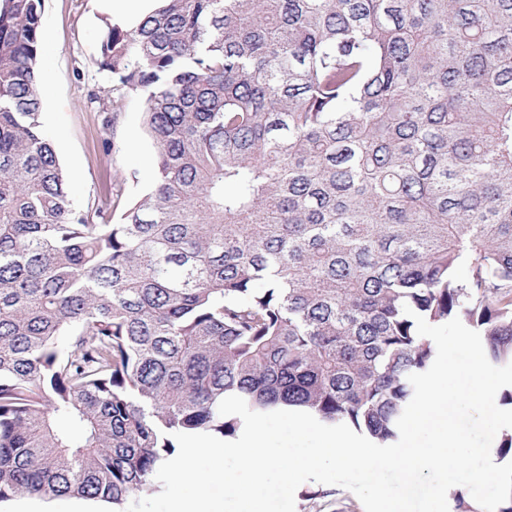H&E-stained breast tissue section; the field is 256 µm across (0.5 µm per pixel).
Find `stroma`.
Masks as SVG:
<instances>
[{
    "label": "stroma",
    "instance_id": "stroma-1",
    "mask_svg": "<svg viewBox=\"0 0 512 512\" xmlns=\"http://www.w3.org/2000/svg\"><path fill=\"white\" fill-rule=\"evenodd\" d=\"M106 15L103 0H45L39 69L50 81L42 91L43 130L65 169L71 198L81 207L111 206L112 184L136 200L155 179L154 147L143 124V105L129 100L113 128H104L101 103L90 91L111 87L100 69V32ZM320 483L300 485L295 512H364L349 490L335 486L320 496ZM317 492L314 500L306 492Z\"/></svg>",
    "mask_w": 512,
    "mask_h": 512
}]
</instances>
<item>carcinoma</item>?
<instances>
[{"mask_svg":"<svg viewBox=\"0 0 512 512\" xmlns=\"http://www.w3.org/2000/svg\"><path fill=\"white\" fill-rule=\"evenodd\" d=\"M157 2L104 21L103 125L137 94L156 154L114 222L42 129L44 0H0V501L121 506L228 393L385 446L406 306L512 362V0ZM22 497L14 498L7 502L0 503V512H16L19 510ZM73 498L69 497H54V496H43V497H37V496H28V501L40 505V506H48L51 505L54 508H62L66 502L71 500Z\"/></svg>","mask_w":512,"mask_h":512,"instance_id":"1","label":"carcinoma"}]
</instances>
